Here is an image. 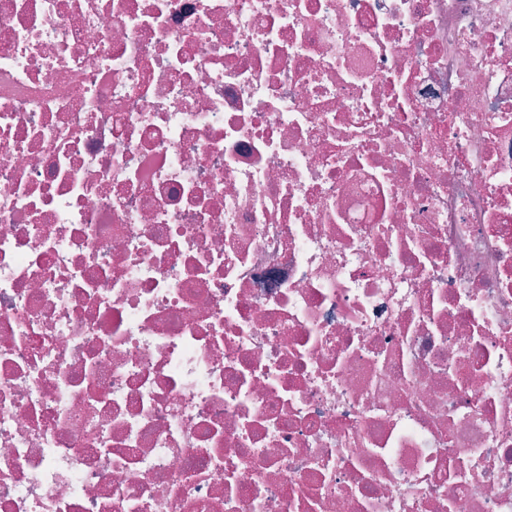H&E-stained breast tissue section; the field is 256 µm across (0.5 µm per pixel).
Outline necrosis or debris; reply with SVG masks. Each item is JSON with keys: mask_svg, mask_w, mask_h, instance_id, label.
<instances>
[{"mask_svg": "<svg viewBox=\"0 0 512 512\" xmlns=\"http://www.w3.org/2000/svg\"><path fill=\"white\" fill-rule=\"evenodd\" d=\"M0 512H512V0H0Z\"/></svg>", "mask_w": 512, "mask_h": 512, "instance_id": "necrosis-or-debris-1", "label": "necrosis or debris"}]
</instances>
